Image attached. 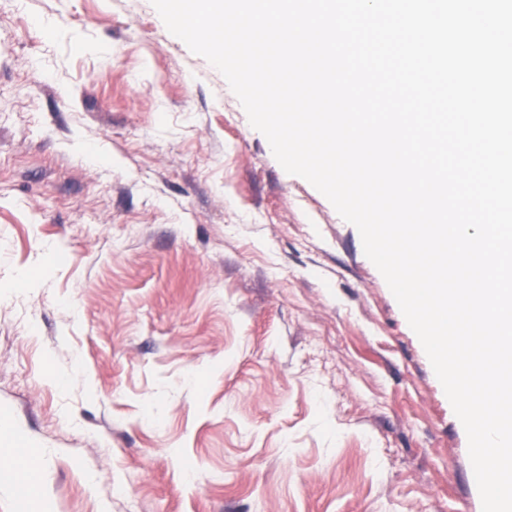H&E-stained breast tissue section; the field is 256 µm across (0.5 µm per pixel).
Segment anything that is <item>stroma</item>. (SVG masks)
Listing matches in <instances>:
<instances>
[{
	"mask_svg": "<svg viewBox=\"0 0 512 512\" xmlns=\"http://www.w3.org/2000/svg\"><path fill=\"white\" fill-rule=\"evenodd\" d=\"M3 418L0 512H482L357 228L151 0H0Z\"/></svg>",
	"mask_w": 512,
	"mask_h": 512,
	"instance_id": "35a3bbf8",
	"label": "stroma"
}]
</instances>
